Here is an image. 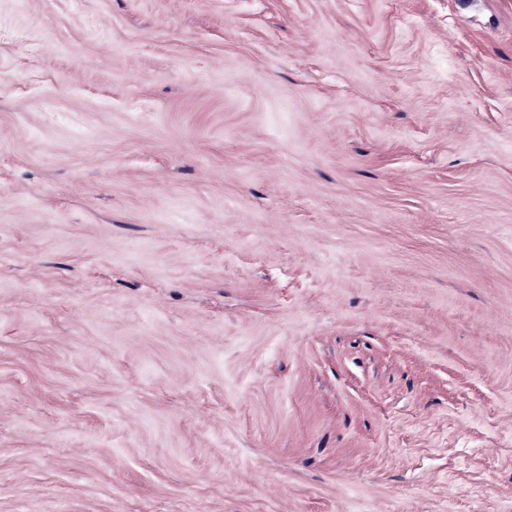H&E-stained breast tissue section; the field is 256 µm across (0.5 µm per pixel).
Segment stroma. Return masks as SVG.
<instances>
[{
	"label": "stroma",
	"instance_id": "stroma-1",
	"mask_svg": "<svg viewBox=\"0 0 512 512\" xmlns=\"http://www.w3.org/2000/svg\"><path fill=\"white\" fill-rule=\"evenodd\" d=\"M0 512H512V0H0Z\"/></svg>",
	"mask_w": 512,
	"mask_h": 512
}]
</instances>
